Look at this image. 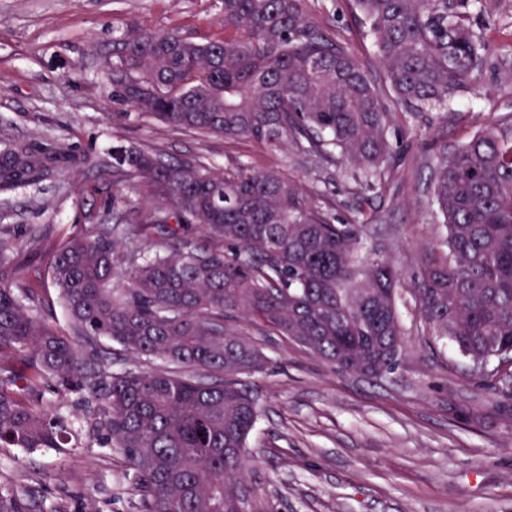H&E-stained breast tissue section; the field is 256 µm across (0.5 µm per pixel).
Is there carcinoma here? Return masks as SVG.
Listing matches in <instances>:
<instances>
[{
  "label": "carcinoma",
  "mask_w": 512,
  "mask_h": 512,
  "mask_svg": "<svg viewBox=\"0 0 512 512\" xmlns=\"http://www.w3.org/2000/svg\"><path fill=\"white\" fill-rule=\"evenodd\" d=\"M298 0H221L224 29L199 42L132 26L115 38L114 96L136 119L201 136L295 146L373 189L389 158V112L356 57ZM398 103L445 110L483 70L509 67L481 17L500 0H354ZM87 165L70 145L12 140L0 191ZM141 199L64 240L49 272L72 336L41 323L20 287V250L0 233V448H62L71 430L44 400L85 412L122 452L138 512H236L259 417L241 376L268 360L228 322L239 314L345 372L378 379L402 362L401 273L364 252L365 224H336L319 194L276 172L217 169L197 155L112 148ZM432 206L446 235L414 275L426 328L449 340L512 431V113L440 164ZM201 232L207 246L196 243ZM114 341L165 368L112 371ZM0 512H44L0 486Z\"/></svg>",
  "instance_id": "cac0c4a2"
}]
</instances>
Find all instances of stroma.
I'll return each mask as SVG.
<instances>
[{"label": "stroma", "instance_id": "obj_1", "mask_svg": "<svg viewBox=\"0 0 512 512\" xmlns=\"http://www.w3.org/2000/svg\"><path fill=\"white\" fill-rule=\"evenodd\" d=\"M299 7L348 47L387 104L393 158L375 190L291 147L139 123L113 98L106 63L118 28L220 38V0H0V141L66 142L92 160L133 143L174 157L199 154L226 171L279 172L317 190L333 216L367 225V249L400 268L407 357L378 380L336 371L288 337L236 322L272 363L244 378L261 410L240 481L247 512H512V435L485 413L487 389L430 336L413 298L426 249L445 236L429 204L440 161L480 126L512 113V81L483 71L443 117L413 115L396 103L354 0H300ZM129 191L121 175L102 167L65 168L0 192V228L21 244V284L35 292L48 328L70 331L46 273L54 248L91 232L111 213L113 195ZM34 227L42 237H30ZM456 405L483 417L459 421L450 412ZM125 472L118 450L85 434L62 448H0V485L34 489L47 512H137Z\"/></svg>", "mask_w": 512, "mask_h": 512}]
</instances>
